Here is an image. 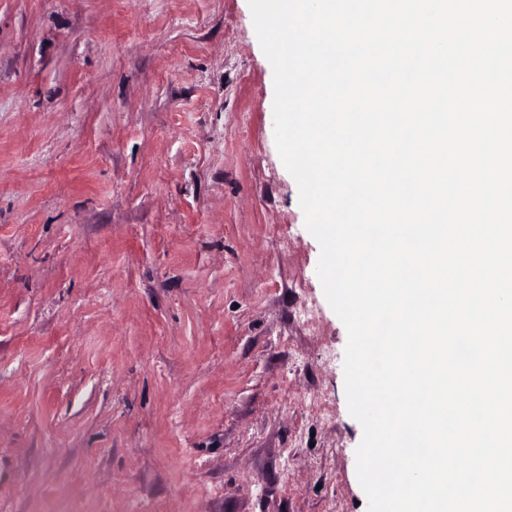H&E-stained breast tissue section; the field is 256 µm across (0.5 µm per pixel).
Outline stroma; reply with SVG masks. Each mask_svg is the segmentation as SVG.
Listing matches in <instances>:
<instances>
[{"mask_svg":"<svg viewBox=\"0 0 512 512\" xmlns=\"http://www.w3.org/2000/svg\"><path fill=\"white\" fill-rule=\"evenodd\" d=\"M273 101L248 0H0V512H367Z\"/></svg>","mask_w":512,"mask_h":512,"instance_id":"obj_1","label":"stroma"}]
</instances>
